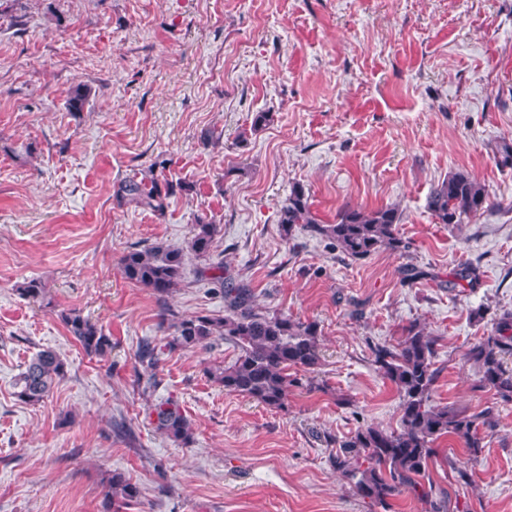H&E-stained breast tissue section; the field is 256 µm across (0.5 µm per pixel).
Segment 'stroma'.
Returning a JSON list of instances; mask_svg holds the SVG:
<instances>
[{"instance_id": "stroma-1", "label": "stroma", "mask_w": 512, "mask_h": 512, "mask_svg": "<svg viewBox=\"0 0 512 512\" xmlns=\"http://www.w3.org/2000/svg\"><path fill=\"white\" fill-rule=\"evenodd\" d=\"M88 99L73 112L75 89ZM272 120L253 128L256 113ZM512 0H0V512H103L118 471L129 512H370L333 467V438L397 427L399 396L373 362L413 322L438 339L436 404L492 409L479 457L439 440L430 478L448 512H512V402L482 388L465 351L512 309ZM168 158L164 215L121 205L120 182ZM456 171L492 209L439 224L426 206ZM333 219L394 205L403 249L353 261L277 212L294 184ZM260 310L316 322L321 362L275 409L211 382L238 356L219 340L166 350L160 306L124 279L135 247H186L196 216ZM475 287L456 286L463 265ZM187 256L169 304L224 314ZM420 275L407 279L405 271ZM43 299L21 295L25 281ZM79 310L112 339L87 356L58 318ZM162 354L145 387L137 352ZM66 364L43 403L15 380L40 350ZM173 400L194 441L149 412ZM104 483L103 512H120L138 498V488L122 473L113 472Z\"/></svg>"}]
</instances>
